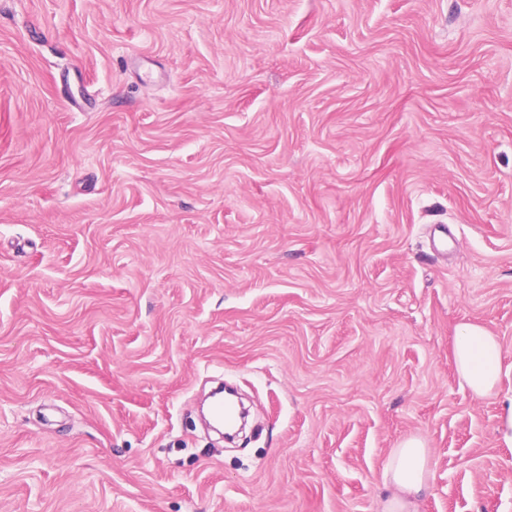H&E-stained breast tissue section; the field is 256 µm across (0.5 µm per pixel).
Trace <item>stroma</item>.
I'll list each match as a JSON object with an SVG mask.
<instances>
[{
    "label": "stroma",
    "mask_w": 512,
    "mask_h": 512,
    "mask_svg": "<svg viewBox=\"0 0 512 512\" xmlns=\"http://www.w3.org/2000/svg\"><path fill=\"white\" fill-rule=\"evenodd\" d=\"M511 410L512 0H0V512H512ZM452 356L461 383L473 398L492 396L500 381L503 350L497 336L476 323H462L455 329ZM423 440L408 437L392 448L379 481L385 489L381 512H417L419 498L431 488L430 455Z\"/></svg>",
    "instance_id": "obj_1"
}]
</instances>
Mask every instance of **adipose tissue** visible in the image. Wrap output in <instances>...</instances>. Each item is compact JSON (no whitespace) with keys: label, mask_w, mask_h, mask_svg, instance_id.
<instances>
[{"label":"adipose tissue","mask_w":512,"mask_h":512,"mask_svg":"<svg viewBox=\"0 0 512 512\" xmlns=\"http://www.w3.org/2000/svg\"><path fill=\"white\" fill-rule=\"evenodd\" d=\"M452 356L461 383L473 398L492 396L500 381L503 350L497 336L476 323L455 329ZM430 455L423 440L409 437L391 449L380 473L385 489L381 512H416L419 498L431 488Z\"/></svg>","instance_id":"adipose-tissue-1"}]
</instances>
